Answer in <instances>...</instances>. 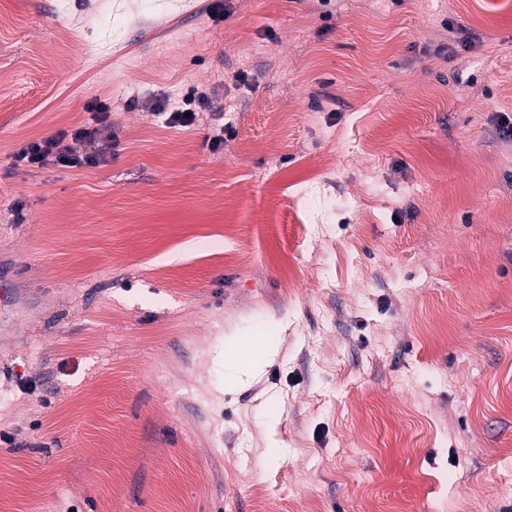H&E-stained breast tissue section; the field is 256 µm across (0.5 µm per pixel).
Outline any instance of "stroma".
Here are the masks:
<instances>
[{"label":"stroma","mask_w":512,"mask_h":512,"mask_svg":"<svg viewBox=\"0 0 512 512\" xmlns=\"http://www.w3.org/2000/svg\"><path fill=\"white\" fill-rule=\"evenodd\" d=\"M506 113L512 0H0V512H512ZM168 101L161 99L155 106L157 112L154 114L163 117L164 123L168 127H190L200 120V112L192 108L193 102L197 101V106L200 109L206 108L208 98L206 93L201 92L197 97H185L174 104H170ZM186 113H190V116H186ZM90 110L95 112L91 113L89 121L73 126L69 130H61L50 138L27 141L14 153V158L33 167L54 164L74 168L99 164L113 147L112 137L108 135V130L112 127V122H109L111 113L106 103L94 104ZM92 123L96 125L91 127ZM68 137L73 141L98 140L102 145L97 154L80 156L64 144Z\"/></svg>","instance_id":"obj_1"}]
</instances>
